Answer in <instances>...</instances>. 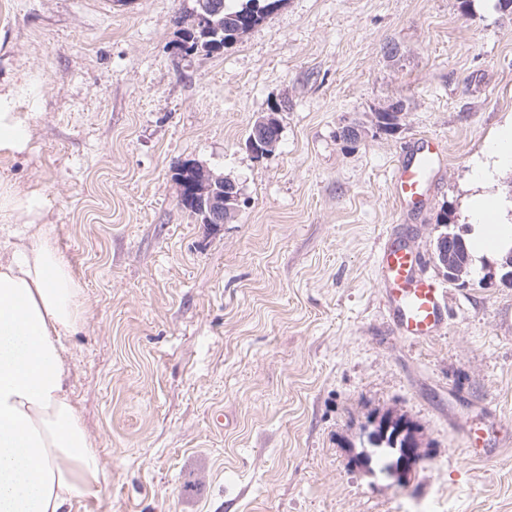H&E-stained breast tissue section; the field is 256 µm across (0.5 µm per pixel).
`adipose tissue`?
<instances>
[{
  "mask_svg": "<svg viewBox=\"0 0 512 512\" xmlns=\"http://www.w3.org/2000/svg\"><path fill=\"white\" fill-rule=\"evenodd\" d=\"M29 131L0 94V158L23 153ZM44 202L0 175V512H72L101 492V470L69 390L63 339L84 324L82 285L42 224ZM483 225L477 252L504 255L512 225L498 204L472 201Z\"/></svg>",
  "mask_w": 512,
  "mask_h": 512,
  "instance_id": "obj_1",
  "label": "adipose tissue"
}]
</instances>
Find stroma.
I'll return each mask as SVG.
<instances>
[{
	"label": "stroma",
	"mask_w": 512,
	"mask_h": 512,
	"mask_svg": "<svg viewBox=\"0 0 512 512\" xmlns=\"http://www.w3.org/2000/svg\"><path fill=\"white\" fill-rule=\"evenodd\" d=\"M0 93L26 117L0 173L41 196L84 286L64 341L74 405L102 471L74 512H512V285L498 259L468 287L432 260L453 209L472 237L474 173L512 125V13L495 0H281L220 52L181 57L193 0H9ZM396 131L370 127L394 102ZM275 114V152L246 147ZM365 124L355 141L342 127ZM439 140L422 203L400 208L398 161ZM234 179L235 218L179 203L175 163ZM425 258L448 326L411 344L387 322L386 239ZM495 409L509 444L470 458L463 421ZM405 415L429 446L410 481L352 460L367 416ZM223 415V428L212 419Z\"/></svg>",
	"instance_id": "obj_1"
}]
</instances>
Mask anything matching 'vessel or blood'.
<instances>
[{"instance_id": "1", "label": "vessel or blood", "mask_w": 512, "mask_h": 512, "mask_svg": "<svg viewBox=\"0 0 512 512\" xmlns=\"http://www.w3.org/2000/svg\"><path fill=\"white\" fill-rule=\"evenodd\" d=\"M440 153L435 139H419L410 156L394 170L392 188L396 201L402 204L419 201ZM421 263L420 252L394 240L382 246L377 266L389 326L397 336L413 343L430 339L448 322L444 290L435 280L420 274ZM477 433L472 424H464L462 435L469 455L478 459L496 455L502 437L486 439L478 445L474 442Z\"/></svg>"}]
</instances>
